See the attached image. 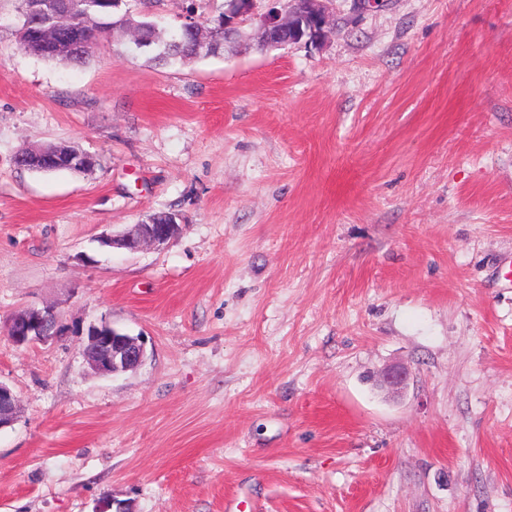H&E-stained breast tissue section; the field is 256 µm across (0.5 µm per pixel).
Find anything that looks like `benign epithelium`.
Instances as JSON below:
<instances>
[{
	"label": "benign epithelium",
	"instance_id": "obj_1",
	"mask_svg": "<svg viewBox=\"0 0 512 512\" xmlns=\"http://www.w3.org/2000/svg\"><path fill=\"white\" fill-rule=\"evenodd\" d=\"M267 12L258 17L263 39L288 30L294 34L293 42L303 38L313 42L321 38L327 21L322 0H305L304 9L284 13L278 9L281 0H268ZM254 0H229L230 9L224 12V22L236 25L239 19L252 14ZM54 45H67L72 53L85 49V42L73 38L65 28H58L48 35ZM68 165L89 170L95 159L79 151L70 152L65 157ZM19 166H32L40 171L54 169L52 159L41 158V153L28 149L15 155ZM179 231V224H155L153 218L118 234L103 233L97 238L100 247L113 250L136 251L144 246L160 247L172 239ZM57 314L53 307L42 309L27 308L12 315L6 323V334L17 346L29 345L49 340L55 331ZM87 345L83 356L99 374L115 375L141 365L147 357L145 344L140 337L131 336L114 328L107 322L92 324L87 330ZM408 378V370L403 366H391L381 373L380 384L389 393L399 396L403 393ZM17 414V400L11 390L0 383V429L11 425Z\"/></svg>",
	"mask_w": 512,
	"mask_h": 512
}]
</instances>
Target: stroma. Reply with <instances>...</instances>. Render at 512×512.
<instances>
[{
	"label": "stroma",
	"instance_id": "obj_1",
	"mask_svg": "<svg viewBox=\"0 0 512 512\" xmlns=\"http://www.w3.org/2000/svg\"><path fill=\"white\" fill-rule=\"evenodd\" d=\"M226 0H157L170 29ZM0 0V327L52 306L0 383V512H512V0H324L150 61H45ZM94 155L18 167L24 147ZM174 213L137 252L105 231ZM147 358L94 373L89 324ZM410 370L398 399L385 367ZM269 8L267 12L258 17L263 39L288 30L295 35L291 42L299 43L308 35L306 42L317 41L321 38L326 28L327 21L325 9L322 0H304V9L299 13L290 10L286 14L278 9L277 5L282 0H267ZM325 14V15H324ZM57 314L54 307L27 308L12 315L6 323V334L17 346L49 340L55 331Z\"/></svg>",
	"mask_w": 512,
	"mask_h": 512
}]
</instances>
